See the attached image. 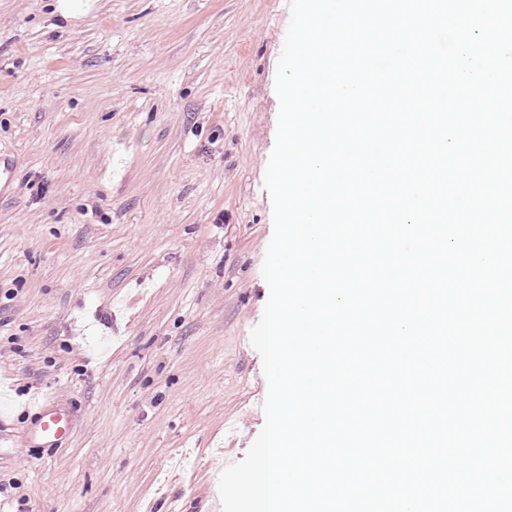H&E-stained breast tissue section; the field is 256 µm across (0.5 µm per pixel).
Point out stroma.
<instances>
[{
    "label": "stroma",
    "instance_id": "obj_1",
    "mask_svg": "<svg viewBox=\"0 0 512 512\" xmlns=\"http://www.w3.org/2000/svg\"><path fill=\"white\" fill-rule=\"evenodd\" d=\"M67 2L0 0V512H221L265 423L288 0ZM39 421L36 426V436L52 445L65 437L69 431L68 422L55 410L46 406V403L38 404Z\"/></svg>",
    "mask_w": 512,
    "mask_h": 512
}]
</instances>
